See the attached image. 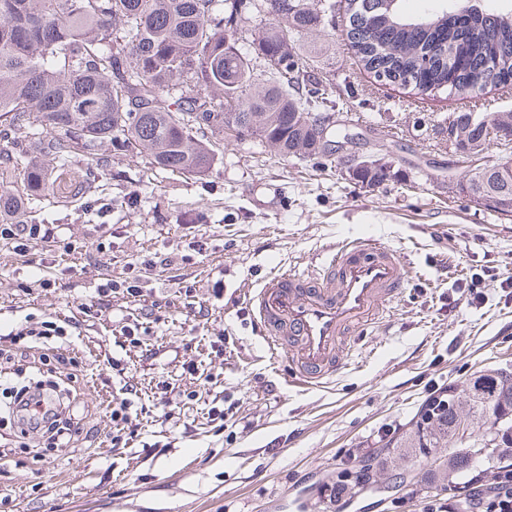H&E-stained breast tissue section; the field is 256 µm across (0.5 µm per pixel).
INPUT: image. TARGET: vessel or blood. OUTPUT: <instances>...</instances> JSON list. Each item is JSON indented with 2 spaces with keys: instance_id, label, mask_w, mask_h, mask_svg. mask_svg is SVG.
I'll return each instance as SVG.
<instances>
[{
  "instance_id": "b4317fda",
  "label": "vessel or blood",
  "mask_w": 512,
  "mask_h": 512,
  "mask_svg": "<svg viewBox=\"0 0 512 512\" xmlns=\"http://www.w3.org/2000/svg\"><path fill=\"white\" fill-rule=\"evenodd\" d=\"M401 250L373 239L340 243L304 268L274 271L247 297L271 353L287 351L289 387H322L354 347L383 327L406 284Z\"/></svg>"
}]
</instances>
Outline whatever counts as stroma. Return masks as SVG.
Masks as SVG:
<instances>
[{
	"mask_svg": "<svg viewBox=\"0 0 512 512\" xmlns=\"http://www.w3.org/2000/svg\"><path fill=\"white\" fill-rule=\"evenodd\" d=\"M344 17L337 0L333 17L297 35L298 53L342 94L336 125L358 136L348 153L389 144L398 180L362 185L341 162L283 157L244 132L225 140L202 177L127 153L111 157L87 196L76 192L82 165L56 172L25 221L53 227L75 251L40 242L22 255L0 240V335L79 321L61 338L25 337L30 366L14 385L70 376L86 415L83 434L61 448L21 429L0 389V512H293L295 497L305 512H426L448 498L435 470L447 449L417 459L395 448L381 461L378 442L407 429L430 393L512 367V294L502 287L512 276V216L448 187L456 157L447 116L474 111L473 100L419 99L376 80L349 49ZM356 238L405 250V295L350 368L321 389L290 388L253 331L245 294L272 270L313 263ZM145 255L157 263L142 273L143 297H115L82 319L99 284L131 276ZM474 277L483 282L478 303L463 293ZM185 279L199 283L203 304L181 292ZM129 316L142 325L134 349L121 333ZM220 336L224 354L215 357L210 343ZM190 361L199 374L191 383L181 368ZM130 386L138 396L128 424L138 436L116 448L110 406ZM219 395L237 411L221 430L212 420ZM364 458L370 488L335 507L327 488Z\"/></svg>",
	"mask_w": 512,
	"mask_h": 512,
	"instance_id": "stroma-1",
	"label": "stroma"
}]
</instances>
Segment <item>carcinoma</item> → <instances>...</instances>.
<instances>
[{
	"mask_svg": "<svg viewBox=\"0 0 512 512\" xmlns=\"http://www.w3.org/2000/svg\"><path fill=\"white\" fill-rule=\"evenodd\" d=\"M347 0L346 38L364 70L416 95H461L475 85L512 83V5L466 13L431 4L410 15L403 0ZM334 0H0V217L23 214L50 189V161L86 163L77 192L95 191L99 151L146 153L161 170L206 174L224 145V123L245 121L280 156H323L321 123L340 109L328 79L302 63L293 37L335 12ZM268 28L249 39L253 18ZM464 123L473 146L496 143L512 112ZM24 129L22 138L12 133ZM25 191L10 189L16 168ZM500 213L512 211V166L469 178ZM472 441L457 446L461 421ZM386 448L448 449L451 478L475 456L512 448V380L496 370L466 392L423 406Z\"/></svg>",
	"mask_w": 512,
	"mask_h": 512,
	"instance_id": "obj_1",
	"label": "carcinoma"
}]
</instances>
